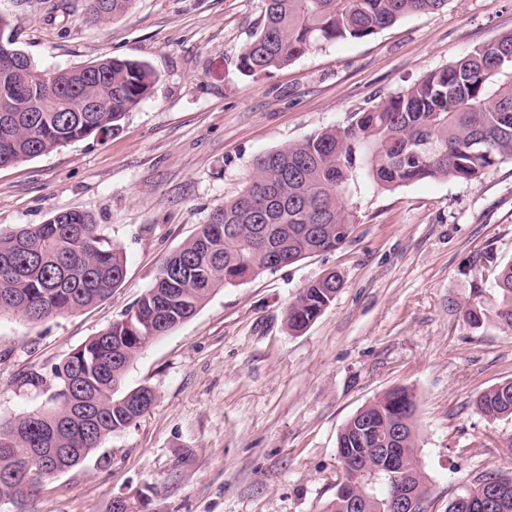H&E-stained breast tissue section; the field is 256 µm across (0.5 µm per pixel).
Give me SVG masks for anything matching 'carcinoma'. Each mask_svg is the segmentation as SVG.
Here are the masks:
<instances>
[{
    "label": "carcinoma",
    "mask_w": 512,
    "mask_h": 512,
    "mask_svg": "<svg viewBox=\"0 0 512 512\" xmlns=\"http://www.w3.org/2000/svg\"><path fill=\"white\" fill-rule=\"evenodd\" d=\"M133 0H89V16L108 22ZM447 0H264L258 30L238 57L245 76L268 74L323 45L363 39ZM24 82L0 80V167L46 155L89 135L113 131L150 93L155 73L142 62L104 56L64 69L54 86L24 53ZM512 161V33L472 48L385 101L281 149L258 155L244 189L162 263L154 285L119 321L52 369V407L0 420V501L17 506L35 485L83 463L112 434L143 416L152 390L123 391L130 364L154 339L186 322L218 288L273 272L308 255L338 249L355 228L351 200L359 179L393 190L423 181H471ZM126 275L123 252L107 243L92 215L59 212L43 224L0 233V314L32 323L86 309L112 294ZM494 319L512 331V262L493 271ZM342 281L328 272L308 282L288 307L301 331L335 299ZM493 420L512 416V381L473 401ZM416 402L405 388L359 408L337 434L340 465H374L394 449L396 468L367 471L359 507L336 492L323 512H387L394 484L428 501L418 455ZM487 495L452 512H512V477L480 472Z\"/></svg>",
    "instance_id": "carcinoma-1"
}]
</instances>
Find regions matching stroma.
<instances>
[{
  "mask_svg": "<svg viewBox=\"0 0 512 512\" xmlns=\"http://www.w3.org/2000/svg\"><path fill=\"white\" fill-rule=\"evenodd\" d=\"M87 0H0L15 49L43 70L103 56L148 65V97L104 136L0 168V230L62 211L91 214L126 260L96 305L37 324L0 315V417L47 406L52 374L120 320L163 260L244 187L254 158L343 123L474 46L512 32V0H448L360 39L311 50L268 75L238 57L263 0H134L93 21ZM340 249L215 290L153 340L126 374L154 393L135 425L82 464L42 480L26 512H321L336 493L337 434L403 386L417 402L419 459L435 512L479 471L512 472V419L486 420L482 390L512 381V332L470 326L462 302H498L512 261V162L472 181L362 190ZM334 271L335 299L305 330L286 311ZM41 385L23 384L26 373Z\"/></svg>",
  "mask_w": 512,
  "mask_h": 512,
  "instance_id": "35a3bbf8",
  "label": "stroma"
}]
</instances>
